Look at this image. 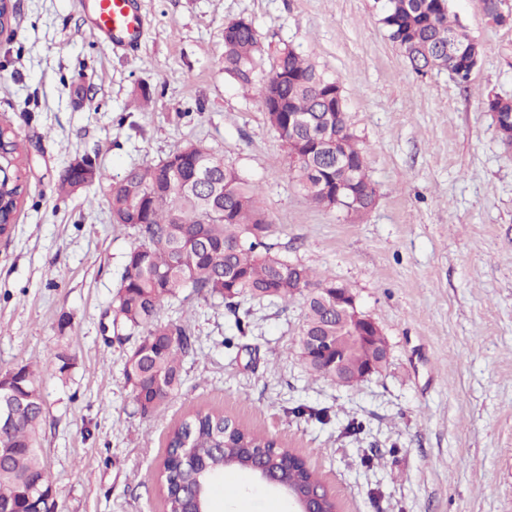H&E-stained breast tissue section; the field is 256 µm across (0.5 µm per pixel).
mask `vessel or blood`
<instances>
[{"mask_svg": "<svg viewBox=\"0 0 512 512\" xmlns=\"http://www.w3.org/2000/svg\"><path fill=\"white\" fill-rule=\"evenodd\" d=\"M86 24L111 52L138 51L144 30L141 0H83Z\"/></svg>", "mask_w": 512, "mask_h": 512, "instance_id": "1", "label": "vessel or blood"}]
</instances>
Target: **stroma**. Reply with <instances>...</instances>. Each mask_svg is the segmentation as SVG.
<instances>
[{"mask_svg":"<svg viewBox=\"0 0 512 512\" xmlns=\"http://www.w3.org/2000/svg\"><path fill=\"white\" fill-rule=\"evenodd\" d=\"M143 7L131 56L87 31L81 0H15L0 35V127L25 148L24 200L0 237V372L37 367L59 512H163L167 433L205 404L297 451L342 512H512V152L482 102L512 99V25L452 0L483 49L464 87L412 72L374 0ZM238 18L339 83L376 189L364 214L315 205L289 177L258 91L224 72V25ZM189 141L257 187L273 252L356 295L387 339L382 373L354 387L311 375L294 345L302 296L250 303L241 331L222 299L178 298L161 316L188 321L196 343L175 398L140 415L123 375L137 337L112 326L136 235L113 223L109 199L129 169ZM83 158L103 180L59 193ZM212 510L290 512L247 476L238 499L213 492Z\"/></svg>","mask_w":512,"mask_h":512,"instance_id":"stroma-1","label":"stroma"}]
</instances>
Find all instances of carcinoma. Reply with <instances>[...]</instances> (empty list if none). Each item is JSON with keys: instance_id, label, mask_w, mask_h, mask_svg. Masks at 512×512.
<instances>
[{"instance_id": "obj_1", "label": "carcinoma", "mask_w": 512, "mask_h": 512, "mask_svg": "<svg viewBox=\"0 0 512 512\" xmlns=\"http://www.w3.org/2000/svg\"><path fill=\"white\" fill-rule=\"evenodd\" d=\"M451 0H381L379 23L390 42L418 74L451 69L466 83L472 76L466 54L472 37L469 29L451 16ZM272 58L269 71H262L264 57ZM224 72L244 87L260 85V101L266 117L280 139L288 140V175L304 189L310 200L323 205V185L355 184L352 204L359 210L371 201L363 187L372 185L366 152L351 130L345 98L338 83L290 46L270 50L257 37L255 28L227 22L224 26ZM296 124L288 125V116ZM339 138L345 161L316 142ZM191 153L178 147L172 156L184 157V169L168 172L164 161L134 167L112 189V219L134 229L136 243L126 256L121 286L112 309L115 328L138 333L139 342L124 363V377L141 415L157 411L178 392L182 383L180 354L194 346L188 324L161 318L164 303L185 291L202 297L221 298L232 308L245 300L286 301L298 291L288 287V260L262 241L268 216L259 205L256 189L244 180L224 157L205 145L190 142ZM207 176L201 184H186L192 172ZM23 188L10 184L0 194L4 215L16 212ZM297 280L314 294L305 296L303 323L297 336L342 337L349 365L370 357L367 349L345 339L336 328V313L327 309L330 298L323 288L336 287L329 275L313 274L302 265ZM23 370L20 393L26 407L17 423L0 429V445L16 452L0 460V502H22L33 479L47 472L39 448V435L46 407L36 385V373ZM273 438L224 414L199 406L189 412L169 433L166 454L186 446L202 465L220 467L224 456L249 460L251 452L280 454ZM177 466L165 458L157 471L156 484L164 512H180ZM281 479L302 489L324 491L327 512H336L333 493L309 465L295 459L282 471Z\"/></svg>"}]
</instances>
